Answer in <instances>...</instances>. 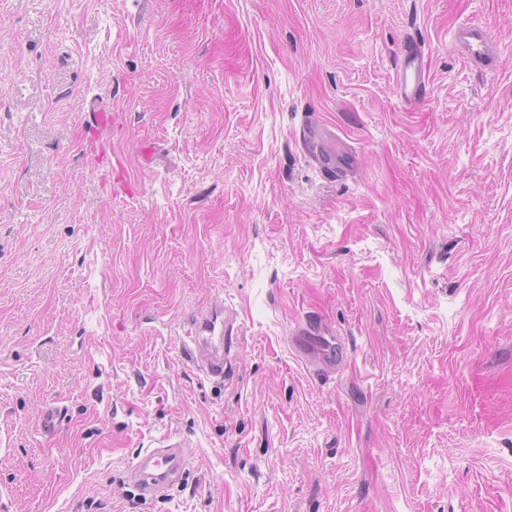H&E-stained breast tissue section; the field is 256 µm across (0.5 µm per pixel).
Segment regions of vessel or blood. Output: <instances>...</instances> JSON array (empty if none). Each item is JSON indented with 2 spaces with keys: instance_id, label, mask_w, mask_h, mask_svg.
Returning <instances> with one entry per match:
<instances>
[{
  "instance_id": "1",
  "label": "vessel or blood",
  "mask_w": 512,
  "mask_h": 512,
  "mask_svg": "<svg viewBox=\"0 0 512 512\" xmlns=\"http://www.w3.org/2000/svg\"><path fill=\"white\" fill-rule=\"evenodd\" d=\"M453 41L460 58L468 65H489L495 55L489 34L479 24L471 22L460 25ZM429 85L430 75L422 45L415 39H405L394 75L398 98L406 105L422 103L429 93ZM305 141L327 166H336L343 158L336 149L335 141L320 139L313 133L306 134ZM227 327L228 320L219 306L200 313L193 321L191 345L187 353L196 367L212 378L224 375V333ZM291 343L302 358L306 357L309 348H318L322 353L323 366L328 370L341 365L348 356L344 338L326 335L323 329L308 323L292 337ZM186 465V458L179 448H148L138 454L126 478L139 496L151 500L164 498L181 484Z\"/></svg>"
}]
</instances>
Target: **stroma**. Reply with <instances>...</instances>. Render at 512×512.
<instances>
[{
    "label": "stroma",
    "instance_id": "35a3bbf8",
    "mask_svg": "<svg viewBox=\"0 0 512 512\" xmlns=\"http://www.w3.org/2000/svg\"><path fill=\"white\" fill-rule=\"evenodd\" d=\"M219 304L217 381L184 345ZM0 512H512V0H0ZM453 41L462 58L469 66H488L495 55L494 44L479 23H465L454 32ZM430 75L422 45L414 38L403 41L400 63L394 75V86L400 101L416 105L425 101L429 93ZM304 135L306 143L309 146L312 145L316 156L328 167L336 166L342 159L350 160L349 157L336 150V142L334 140H322L314 132L311 134L310 131L304 133ZM291 338L292 347L305 362L310 346L322 351L323 367L332 370L341 365L348 356V348L341 336H324L325 331L305 323L301 330ZM147 448L138 454L126 478L144 499L165 498L184 477L187 461L180 448Z\"/></svg>",
    "mask_w": 512,
    "mask_h": 512
}]
</instances>
